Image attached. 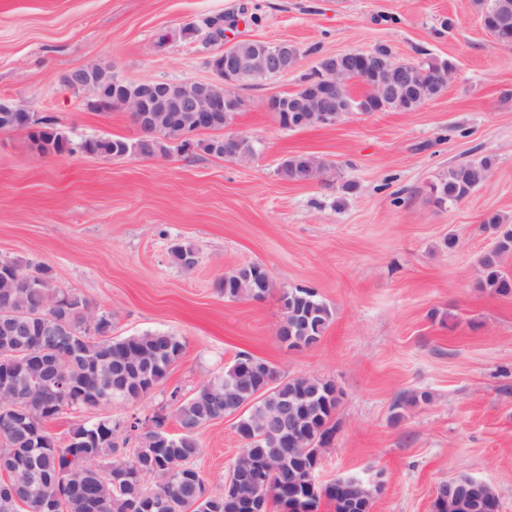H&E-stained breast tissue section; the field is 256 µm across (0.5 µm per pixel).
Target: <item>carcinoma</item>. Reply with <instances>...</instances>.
I'll list each match as a JSON object with an SVG mask.
<instances>
[{
	"label": "carcinoma",
	"instance_id": "1",
	"mask_svg": "<svg viewBox=\"0 0 512 512\" xmlns=\"http://www.w3.org/2000/svg\"><path fill=\"white\" fill-rule=\"evenodd\" d=\"M450 63L427 62L418 67L425 72L422 97L439 94L444 86L438 75ZM9 130H26L33 146L45 153L73 152L70 140L50 121L41 125H14ZM86 153L105 150L114 158L134 151L150 153L154 149L147 135L135 140L98 137L81 144ZM330 163L318 161V168H308L304 156H291L279 167L282 179L307 183L322 175ZM490 162L482 159L448 170V174L432 186L438 205L457 203L489 176ZM485 223L496 234L495 248L480 259L483 278L480 286L507 295L512 292V274L504 270L501 259L512 253V224L496 215ZM267 274L259 264L234 269L219 281V288L229 300L252 299L258 280ZM31 283L23 284L0 278V381L23 382L31 373L29 362L40 356L37 339L54 336L60 346L58 369L62 384L45 388H29L18 408L0 406V473L15 469L20 462L25 473L6 481L0 478V512H47L46 501L60 497L59 512H141L142 501L170 502L165 510L152 512H185L188 503L200 502L194 512H266L268 503L281 504L284 491L281 480L288 473L308 474L314 455L332 437V420L338 407L336 385L311 377L276 378L274 392L288 398L309 396L307 414L314 445L301 454L290 455L288 449L259 448L252 437L250 418L263 413V405L254 403L237 421V433L246 440L247 457L256 465L261 477V498L253 505L239 497L233 485L239 480V462H234L224 492L205 495L206 479L194 465L201 448L197 429L210 420L237 414L239 407L251 400L257 384L238 371L239 363L224 369L213 381L204 384L194 395L173 404L172 416L180 428L195 430L174 437L164 432L166 417L155 416L153 429L133 421L99 419L80 425L70 432L74 443L57 439L47 428L46 420L65 410L92 411L101 408L100 401L112 398L135 401L147 395L146 389L160 383L170 367L182 356L184 343L163 331H146L134 336H112V314L94 312L79 296L57 288L46 270L22 272ZM281 300L284 317L288 318V347L309 345L319 341L329 326L333 312L312 288H291ZM431 401L426 391L400 397L394 408L402 410ZM135 433L136 446L127 447L130 433ZM280 454V471L266 468V459ZM335 503L336 512H365V502L352 505L342 501L326 486L316 487L310 512H318L322 498Z\"/></svg>",
	"mask_w": 512,
	"mask_h": 512
}]
</instances>
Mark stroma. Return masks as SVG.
Returning a JSON list of instances; mask_svg holds the SVG:
<instances>
[{"instance_id":"1","label":"stroma","mask_w":512,"mask_h":512,"mask_svg":"<svg viewBox=\"0 0 512 512\" xmlns=\"http://www.w3.org/2000/svg\"><path fill=\"white\" fill-rule=\"evenodd\" d=\"M234 18L223 42L184 27ZM167 42H160V35ZM287 40V74L238 87L227 131L258 151L234 162L200 151L103 159L96 137L137 139L124 109L95 112L64 75L96 64L128 80L210 78L224 43ZM388 46L404 62L448 61L446 88L411 112H350L335 125L283 128L271 98L293 92L320 57ZM0 98L52 119L74 145L63 155L0 131V259L47 269L55 287L111 312L112 333L165 331L185 344L165 380L136 402L49 421L57 438L100 419L171 420V391L195 393L239 354L280 374L333 382L341 393L319 483L356 475L370 512H431L436 486L461 474L488 482L512 512V294L480 285L495 244L487 214L512 221V44L482 25L473 0H0ZM311 154L331 171L285 181L287 157ZM493 161L464 200L437 205L430 187L449 168ZM198 252L193 270L175 244ZM261 264L274 288L262 301L228 300L218 282ZM316 289L333 320L313 347L276 336L281 294ZM426 391L430 403L392 405ZM236 417L198 435L206 490L222 492L244 446Z\"/></svg>"}]
</instances>
